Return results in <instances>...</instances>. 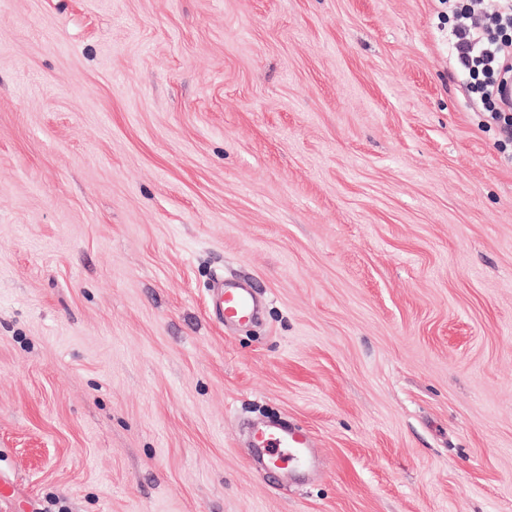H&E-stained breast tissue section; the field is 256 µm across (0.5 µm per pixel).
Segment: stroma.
<instances>
[{
    "label": "stroma",
    "instance_id": "stroma-1",
    "mask_svg": "<svg viewBox=\"0 0 512 512\" xmlns=\"http://www.w3.org/2000/svg\"><path fill=\"white\" fill-rule=\"evenodd\" d=\"M441 10L0 0V512H512V139ZM220 293V315L225 323H242L254 318L260 301L252 288L230 282L220 288ZM307 436L303 433L289 430L288 427H269L262 429L257 436L252 450L266 457L269 464L285 468L286 464L295 467L305 466L313 462L308 452Z\"/></svg>",
    "mask_w": 512,
    "mask_h": 512
}]
</instances>
